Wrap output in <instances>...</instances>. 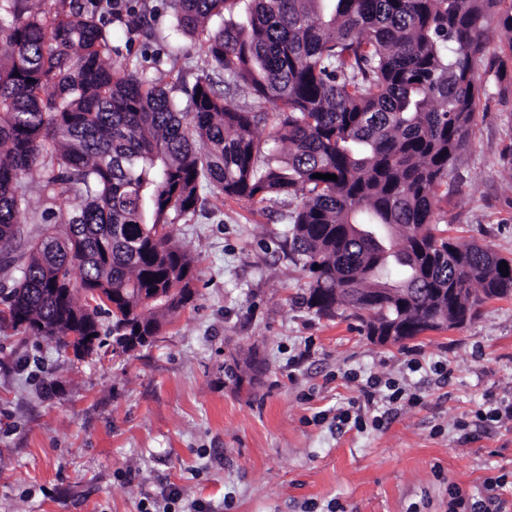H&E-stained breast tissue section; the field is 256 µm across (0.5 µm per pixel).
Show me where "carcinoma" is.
Returning <instances> with one entry per match:
<instances>
[{
    "instance_id": "1",
    "label": "carcinoma",
    "mask_w": 512,
    "mask_h": 512,
    "mask_svg": "<svg viewBox=\"0 0 512 512\" xmlns=\"http://www.w3.org/2000/svg\"><path fill=\"white\" fill-rule=\"evenodd\" d=\"M237 2L170 0L224 77V92L207 76L183 101L105 64L100 4L47 15L0 0V325L62 347L160 335L194 300L173 229L206 186L298 200L305 304L352 311L369 337L458 328L511 299L512 258L444 235L436 211L475 121L489 22L512 52V0H248L245 21L210 27ZM238 89L273 112L239 107ZM29 179L50 204L34 233L19 222ZM155 288L166 299L142 302Z\"/></svg>"
}]
</instances>
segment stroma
<instances>
[{"instance_id":"obj_1","label":"stroma","mask_w":512,"mask_h":512,"mask_svg":"<svg viewBox=\"0 0 512 512\" xmlns=\"http://www.w3.org/2000/svg\"><path fill=\"white\" fill-rule=\"evenodd\" d=\"M127 3L150 24L103 15L108 65L179 88L210 74L166 0ZM476 77L475 122L437 216L510 258L512 53L496 26ZM202 196L174 227L196 300L152 345L76 359L0 327V512H140L173 492L172 512H448L450 486L475 497L485 477L512 474V423L466 443L454 429L512 395V299L380 345L351 312L304 303L309 278L288 255L295 199ZM371 377L420 400L366 407Z\"/></svg>"}]
</instances>
